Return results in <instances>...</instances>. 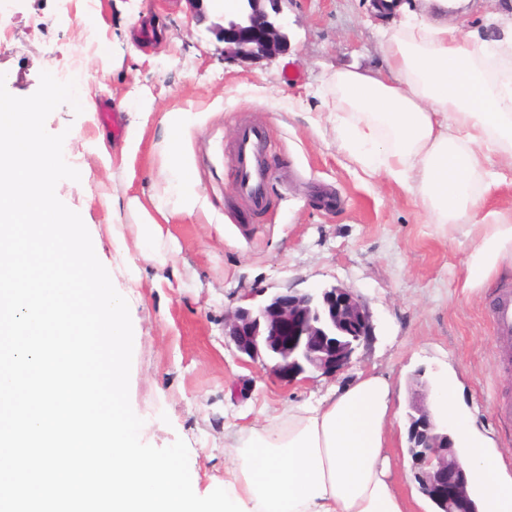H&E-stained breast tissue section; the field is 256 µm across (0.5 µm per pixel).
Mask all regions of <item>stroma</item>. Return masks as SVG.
I'll return each mask as SVG.
<instances>
[{
  "instance_id": "35a3bbf8",
  "label": "stroma",
  "mask_w": 512,
  "mask_h": 512,
  "mask_svg": "<svg viewBox=\"0 0 512 512\" xmlns=\"http://www.w3.org/2000/svg\"><path fill=\"white\" fill-rule=\"evenodd\" d=\"M504 0H450L449 25L474 29L499 14ZM290 46L258 63L224 54L211 31L216 13L191 14L185 0H12L0 12V73L8 92L34 94L41 71L73 67L82 113L64 104L46 120L65 133L66 162L80 181L56 194L78 212L113 284L127 289L133 326L129 394L155 447L183 439L191 474L224 475V429L261 407L300 404L359 372L374 370L394 385L407 431L415 376L430 386L454 373L461 403L477 404L476 422L497 451L512 455V348L495 338L493 301L512 276L462 294L468 253L448 239L412 194L367 175L336 147L326 76L339 68L385 65L380 32L400 14L373 17L367 0H287ZM124 129L144 121L137 148L114 135L100 109ZM177 110L196 120L182 148L204 199L202 209L163 227L166 265L127 261L112 246V227L135 240L141 217L129 197L150 204L165 163L164 118ZM256 119L269 133L272 176L265 211L246 208L228 161L238 125ZM114 195L115 205L103 202ZM340 285L358 295L374 325L350 369L284 383L241 363L224 336V314L244 291H311Z\"/></svg>"
}]
</instances>
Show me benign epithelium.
I'll list each match as a JSON object with an SVG mask.
<instances>
[{
    "instance_id": "obj_1",
    "label": "benign epithelium",
    "mask_w": 512,
    "mask_h": 512,
    "mask_svg": "<svg viewBox=\"0 0 512 512\" xmlns=\"http://www.w3.org/2000/svg\"><path fill=\"white\" fill-rule=\"evenodd\" d=\"M286 0H232L224 24L212 28L224 54L243 62L271 59L288 50ZM371 313L351 291L331 285L314 292L271 296L249 290L224 314V336L251 362L289 383L307 373L334 375L352 365L356 349L373 336ZM426 384L414 394L408 437L415 478L442 512H477L466 470L454 443L426 403Z\"/></svg>"
}]
</instances>
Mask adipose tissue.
I'll return each mask as SVG.
<instances>
[{"mask_svg":"<svg viewBox=\"0 0 512 512\" xmlns=\"http://www.w3.org/2000/svg\"><path fill=\"white\" fill-rule=\"evenodd\" d=\"M383 71L336 70L340 151L371 175L414 194L432 223L469 244L462 292L490 287L512 264V212L485 200L512 174V21L497 37L428 20L384 34ZM189 112L165 117L163 196L146 215L140 257L163 265L161 220L200 205L182 150ZM452 380L439 407L479 493V512H512V472L489 437L459 412ZM388 377L369 371L318 399L289 405L263 426L224 435V480L249 512H414L397 488L389 426L396 417Z\"/></svg>","mask_w":512,"mask_h":512,"instance_id":"ef3b65f1","label":"adipose tissue"}]
</instances>
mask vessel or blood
<instances>
[{
  "mask_svg": "<svg viewBox=\"0 0 512 512\" xmlns=\"http://www.w3.org/2000/svg\"><path fill=\"white\" fill-rule=\"evenodd\" d=\"M269 144L262 124H242L233 145L231 163L235 169L239 196L248 205L263 207L267 199L271 172ZM497 338L512 339V290L504 291L494 308Z\"/></svg>",
  "mask_w": 512,
  "mask_h": 512,
  "instance_id": "1",
  "label": "vessel or blood"
}]
</instances>
